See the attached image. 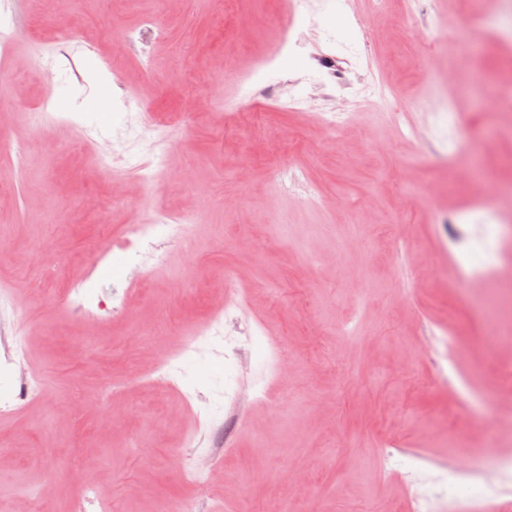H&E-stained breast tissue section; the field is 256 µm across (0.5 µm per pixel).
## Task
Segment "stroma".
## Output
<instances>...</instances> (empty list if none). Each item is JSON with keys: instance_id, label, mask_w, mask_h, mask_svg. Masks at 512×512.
I'll return each mask as SVG.
<instances>
[{"instance_id": "obj_1", "label": "stroma", "mask_w": 512, "mask_h": 512, "mask_svg": "<svg viewBox=\"0 0 512 512\" xmlns=\"http://www.w3.org/2000/svg\"><path fill=\"white\" fill-rule=\"evenodd\" d=\"M287 5L305 46L259 71L281 16L272 0H74L81 22L67 29L51 0L0 12L22 33L0 80V323L40 379L0 413V512L21 498L29 512H275L289 496L296 512H412L431 490L478 512V489L449 486L448 460L512 457V431L492 425L512 411V282L498 280L512 238L475 240L478 226L512 223V206L471 201L478 172L512 195V41L498 35L512 18L499 0ZM476 10L481 34L461 41L454 23ZM260 14L267 28H251ZM427 28L442 52L415 41ZM72 48L86 74L128 86L112 111L71 83ZM263 88L260 110H224ZM191 95L208 116L185 112ZM48 106L54 119L31 128L26 113ZM146 107L173 121L167 157L182 180L136 173L153 137ZM318 112L350 120L328 134ZM450 112L473 133L452 140L437 124ZM482 138L492 151L478 153ZM101 146L120 183L94 171ZM21 152L42 165L15 173ZM288 163L317 199L277 186ZM201 194L190 243L164 247V264L126 289L125 313L90 318L95 289L123 283L127 263L100 247ZM228 266L241 286L225 284ZM389 448L421 456L416 482L386 469ZM179 449L218 451L205 488L172 466ZM89 464L108 498L85 484Z\"/></svg>"}]
</instances>
